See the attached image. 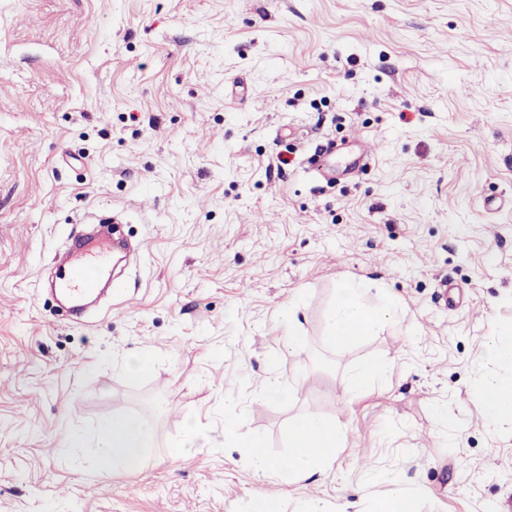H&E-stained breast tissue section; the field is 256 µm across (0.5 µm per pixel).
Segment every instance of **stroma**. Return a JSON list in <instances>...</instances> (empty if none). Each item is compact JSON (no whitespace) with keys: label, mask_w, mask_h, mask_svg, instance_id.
Returning <instances> with one entry per match:
<instances>
[{"label":"stroma","mask_w":512,"mask_h":512,"mask_svg":"<svg viewBox=\"0 0 512 512\" xmlns=\"http://www.w3.org/2000/svg\"><path fill=\"white\" fill-rule=\"evenodd\" d=\"M357 138L372 155L348 175ZM114 213L141 249L85 321L44 286ZM346 280L396 308L339 352ZM510 330L512 0H0V512H374L396 491L512 512V419L481 408L504 370L474 361ZM121 413L154 431L136 469L60 447ZM303 414L346 429L325 473L259 477L224 444L233 417L286 456ZM189 420L207 443L173 455Z\"/></svg>","instance_id":"stroma-1"}]
</instances>
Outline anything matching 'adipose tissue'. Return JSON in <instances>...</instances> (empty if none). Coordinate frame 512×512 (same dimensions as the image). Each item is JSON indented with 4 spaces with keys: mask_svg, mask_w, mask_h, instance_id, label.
<instances>
[{
    "mask_svg": "<svg viewBox=\"0 0 512 512\" xmlns=\"http://www.w3.org/2000/svg\"><path fill=\"white\" fill-rule=\"evenodd\" d=\"M394 310L395 303L389 295H382L371 306L362 289L352 282H343L332 304L328 345L336 350L348 348L357 338L371 334L387 321ZM224 441L247 449L257 475L274 472L290 481L326 471L337 449L345 445L346 430L342 424L329 422L322 416L301 415L294 422L289 442L291 451L284 459L271 458L260 438H241L230 421L224 424ZM153 445L154 434L147 423L131 414L118 415L99 425L93 454L100 470L131 469L140 464Z\"/></svg>",
    "mask_w": 512,
    "mask_h": 512,
    "instance_id": "obj_1",
    "label": "adipose tissue"
}]
</instances>
